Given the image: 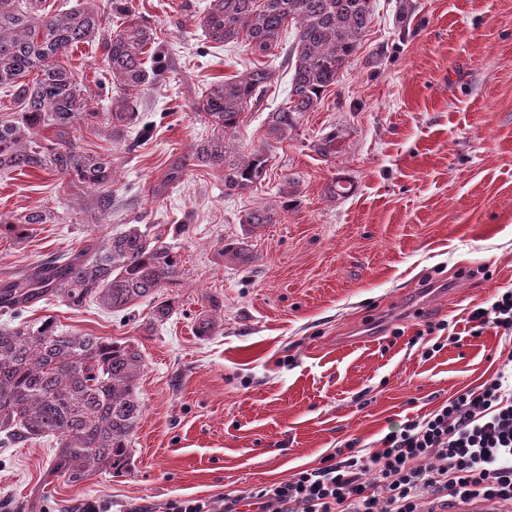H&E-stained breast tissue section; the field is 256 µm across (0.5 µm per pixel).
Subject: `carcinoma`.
<instances>
[{
    "mask_svg": "<svg viewBox=\"0 0 512 512\" xmlns=\"http://www.w3.org/2000/svg\"><path fill=\"white\" fill-rule=\"evenodd\" d=\"M46 0H0V93L21 103L10 119H0V173L40 169L71 178L98 193L97 210L112 212L104 190L114 179L104 156L81 151L77 133L105 121L120 140L137 125V101L157 82L163 63L157 54L158 29L136 14L131 0H89L51 15ZM372 16L371 0H209L200 25L210 41L244 42L259 54L274 55L291 24L296 42L289 50L292 74L287 104L267 113L271 141L288 136L300 117L320 102L325 90L360 47ZM100 39L110 78L99 81L111 93L109 112H98L84 84L60 59L81 44ZM276 71L255 65L233 78L214 81L194 104L211 137L175 158L154 185L160 198L181 184L195 167L224 172V193L241 192L267 178L266 149L230 156L226 142L243 112L257 105ZM53 129V138L40 129ZM276 212L259 206L246 212L249 231L276 223ZM51 211L36 207L20 217L0 211V232L17 240L35 224H50ZM177 251L140 224L31 267L0 281V313L16 318L23 309L54 297L69 307L94 300L111 312L153 299L180 284ZM143 369L139 345L61 330L50 318L38 324L0 325V446L43 438L56 440L52 472L71 484L104 468L121 473L130 461V436L143 413L137 383Z\"/></svg>",
    "mask_w": 512,
    "mask_h": 512,
    "instance_id": "cac0c4a2",
    "label": "carcinoma"
}]
</instances>
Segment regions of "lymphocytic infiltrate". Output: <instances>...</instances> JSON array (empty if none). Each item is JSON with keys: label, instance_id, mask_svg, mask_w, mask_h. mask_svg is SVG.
Masks as SVG:
<instances>
[{"label": "lymphocytic infiltrate", "instance_id": "1", "mask_svg": "<svg viewBox=\"0 0 512 512\" xmlns=\"http://www.w3.org/2000/svg\"><path fill=\"white\" fill-rule=\"evenodd\" d=\"M474 334L512 338V289L470 314ZM470 503L512 512V351L480 386L406 420L376 450L337 449L316 468L221 506L173 499L164 512H449Z\"/></svg>", "mask_w": 512, "mask_h": 512}]
</instances>
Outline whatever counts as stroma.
<instances>
[{"mask_svg":"<svg viewBox=\"0 0 512 512\" xmlns=\"http://www.w3.org/2000/svg\"><path fill=\"white\" fill-rule=\"evenodd\" d=\"M160 29L165 79L138 100L147 139L128 151L106 129L78 144L109 155L112 221L96 194L42 171L0 173V210L45 206L56 223L0 237V279L141 219L178 252L173 313L152 302L112 313L97 302L26 308L31 322L138 343L142 417L128 469L73 485L54 475V440L0 447V512H158L168 500H220L284 482L347 443L375 449L394 425L433 411L499 370L512 346L471 333L469 314L512 289V0H372L355 57L283 142L267 112L288 98L289 72L246 110L234 150L269 147L268 175L225 194L199 167L162 200L151 186L169 159L211 136L193 105L212 81L263 63L245 44L206 41L207 0H133ZM330 156L315 145L328 134ZM137 139V138H136ZM270 204L276 221L241 219ZM247 241L252 259H225ZM215 332H195L201 316ZM443 330L424 334L425 323ZM402 336H393V328ZM444 348L424 358L435 342Z\"/></svg>","mask_w":512,"mask_h":512,"instance_id":"1","label":"stroma"}]
</instances>
